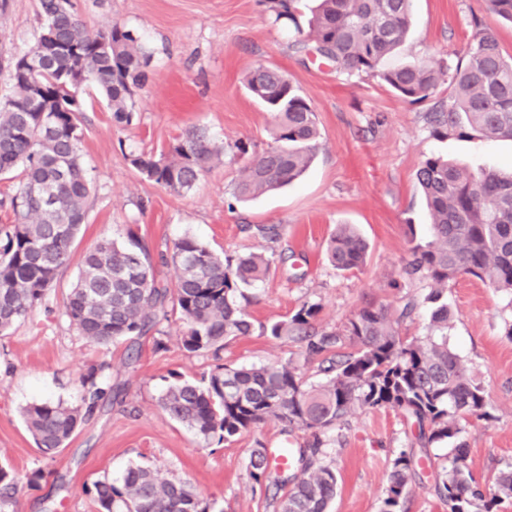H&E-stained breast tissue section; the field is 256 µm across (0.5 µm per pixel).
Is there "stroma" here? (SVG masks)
I'll list each match as a JSON object with an SVG mask.
<instances>
[{"instance_id":"stroma-1","label":"stroma","mask_w":512,"mask_h":512,"mask_svg":"<svg viewBox=\"0 0 512 512\" xmlns=\"http://www.w3.org/2000/svg\"><path fill=\"white\" fill-rule=\"evenodd\" d=\"M72 2L89 29L125 25L151 54L131 125L113 122L96 88L84 91L82 154L90 197L75 254L102 238L123 237L134 224L154 252L189 235L219 253L286 255L253 291L247 312L256 332L230 341L221 354L224 364L304 365L298 344L259 332L302 303L319 304L317 327L336 330L363 307L395 310L406 297H423L427 282L401 276L409 256L407 224H415L418 238L428 235V212L414 179L420 162L436 154L472 167L512 165V140L475 132L434 135L426 118L432 101H405L377 77L341 72L297 51L296 24L276 21L269 0ZM36 5L8 0L0 13V52L33 44ZM413 13L412 32L396 62L455 65L480 26L495 31L504 52L512 54V23L493 13L488 0H414ZM260 65L278 68L311 101L321 146L299 180L243 203L231 195L240 169L231 150L239 140L261 148L272 141L270 112L244 86L245 76ZM194 126L206 127L225 154L189 192L171 193L131 164V153L160 154ZM271 224L281 227L274 243L256 232ZM340 224L354 225L368 243L362 269L341 272L326 259V242ZM77 276V264L62 269L43 303L0 336V464L23 485L10 512H97L95 481L120 483L133 463L188 482L219 512H274L271 490L249 476L250 454L260 446L299 447L305 434L288 436L281 423L269 420L232 443L208 444L171 420L160 396L176 377L200 379L213 358L184 350L183 324L174 315L160 324L163 349L155 348L153 337H143L132 365L124 345L89 342L64 314ZM446 296L453 312L448 343L492 404L489 418L472 421L465 435L466 467L486 483L512 469V337L506 334L512 295L465 277L450 282ZM93 367L99 386H121V396L82 423L54 459H44L23 410L42 402L81 406V377ZM411 439L406 420L390 409L355 410L342 429L329 432L326 462L338 477L331 512H379L392 461ZM448 453V445L436 444L421 456L405 512H448L435 491ZM37 470L42 479L28 486Z\"/></svg>"}]
</instances>
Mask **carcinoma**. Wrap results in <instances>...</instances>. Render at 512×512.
Here are the masks:
<instances>
[{"label": "carcinoma", "instance_id": "cac0c4a2", "mask_svg": "<svg viewBox=\"0 0 512 512\" xmlns=\"http://www.w3.org/2000/svg\"><path fill=\"white\" fill-rule=\"evenodd\" d=\"M275 21L297 23L300 0H273ZM411 0H317L298 30L297 44L339 71L378 77L412 103L433 96L448 83V104L428 113L434 133L476 132L488 139H512V55H505L496 33L481 29L451 72L428 65H386L404 44L411 26ZM39 29L53 30L57 50L36 62L45 90L33 98L30 77L7 63L12 94L0 106V177L16 182L0 200L8 223L0 225V334L41 302L59 271L73 259L74 241L87 218L90 193L82 156L81 93L92 85L105 97L117 125L134 118L133 95L147 79L150 54L141 38L114 23L90 31L73 12L71 0H39ZM250 94L272 112L273 143L259 149L235 143L242 161L233 186L238 200L278 190L297 179L319 149L320 131L311 103L278 69L259 66L246 77ZM221 159L204 127L176 138L160 155L136 154L132 165L148 180L180 194L190 191ZM429 213V240L407 225L409 259L405 275L430 281L425 302L430 320L423 336H403L399 327L416 310L408 300L397 313L382 306L361 308L342 329L319 330L317 303H303L293 315L261 326L273 340L302 343L318 357V382L291 361L231 367L220 363L227 341L252 334L254 325L241 306L248 292L269 275L272 259L261 253L222 257L192 236L172 242L174 286L157 279L150 248L128 227L124 239H103L79 260V271L64 313L82 336L99 345L125 343L158 329L168 311L184 324L182 346L216 361L198 382L178 379L159 399L161 409L203 440L219 444L268 419L288 433L304 431L311 440L287 448L297 471L273 481L277 512H329L337 477L321 461L326 434L341 427L357 408L391 409L415 427L412 450L393 459L379 512H404L409 483L416 475L413 448L451 444L448 464L436 483L448 512H494L512 497V470L485 487L465 469L463 440L470 419L489 416L490 402L457 354L448 346L452 314L444 299L449 282L473 276L512 294V171L470 168L430 155L415 173ZM329 263L340 271L359 270L367 244L349 224L327 241ZM351 351L339 352L344 346ZM97 369L82 376L88 387L85 410L44 402L24 410L27 429L47 459L54 458L86 417L104 407L120 389L96 382ZM280 468L263 448L252 451L250 478L270 481ZM100 512H218L215 502L159 470L134 463L121 485L94 484ZM19 492L10 470L0 465V512H9Z\"/></svg>", "mask_w": 512, "mask_h": 512}]
</instances>
